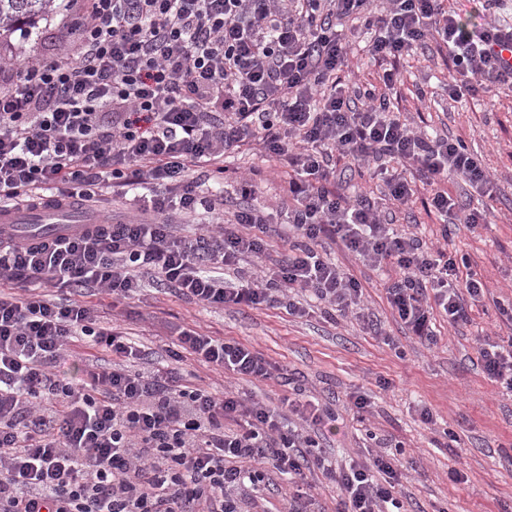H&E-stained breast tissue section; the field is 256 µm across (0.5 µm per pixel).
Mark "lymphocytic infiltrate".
Here are the masks:
<instances>
[{
  "label": "lymphocytic infiltrate",
  "mask_w": 512,
  "mask_h": 512,
  "mask_svg": "<svg viewBox=\"0 0 512 512\" xmlns=\"http://www.w3.org/2000/svg\"><path fill=\"white\" fill-rule=\"evenodd\" d=\"M78 46L11 65L0 82V208L99 202L147 184L136 217L86 224L50 243L0 227V512H248L267 470L318 472L342 512H386L400 461L378 452L333 468L303 431L331 412L320 403L273 406L195 386L184 370L129 369L145 352L119 324L102 326L87 294L119 302L146 280L206 306H282L303 317L306 293L345 317L359 309L358 279L324 256L340 242L357 260L394 267L385 290L418 341L437 343L434 313L455 327L484 296L470 268L397 230L383 201L427 206L453 224L487 223L488 210L455 202L461 179L491 196L489 174L462 141L418 131L390 107L399 63L427 41L446 49L449 98L512 92V24L461 26L446 0H83ZM354 22L384 62L381 86L344 71ZM255 144L291 171L276 209L245 204L220 226L187 235L198 209L223 197L224 161ZM385 187L382 199L349 190L337 158ZM288 258L238 281L242 259L262 257L275 220ZM91 338L115 355L74 383L58 368L68 343ZM179 347L239 378L271 379L265 358L187 329ZM488 379L512 393V337L484 341ZM234 428H225V421Z\"/></svg>",
  "instance_id": "obj_1"
}]
</instances>
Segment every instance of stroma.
Here are the masks:
<instances>
[{
	"label": "stroma",
	"instance_id": "stroma-1",
	"mask_svg": "<svg viewBox=\"0 0 512 512\" xmlns=\"http://www.w3.org/2000/svg\"><path fill=\"white\" fill-rule=\"evenodd\" d=\"M81 4L53 0L36 29L16 25L0 38V64L74 47ZM399 68L400 112L436 133L462 139L494 182L487 227H463L446 236L422 201L392 211L398 229L416 233L424 245H446L449 255L466 256L478 273L486 293L470 310L468 323L452 328L437 321L436 346L414 343L386 300L387 271L363 265L331 242L325 246L329 258L361 282L365 315L381 326V335L352 317L332 321L318 312L298 318L282 307H206L163 287L143 288L117 311L137 342L151 348L158 367L170 365L167 348L186 328L237 341L275 363L280 377L252 382L228 380L197 362L193 381L216 394L229 385L242 397L275 404L296 391L329 404L335 422L310 430L323 454L341 467L370 436L393 446L408 472L393 491L405 512H512V396L490 382L478 360L480 339L512 336V321L500 313L512 304V93L450 99L452 71L434 43L401 60ZM420 88L428 104L417 100ZM247 172L254 184L250 203L275 206L289 173L253 149L226 162L225 209L241 204L238 181ZM356 392L369 399L368 411L354 408L350 397ZM424 408L432 412L433 424L422 423ZM456 470L463 481L453 480Z\"/></svg>",
	"mask_w": 512,
	"mask_h": 512
}]
</instances>
